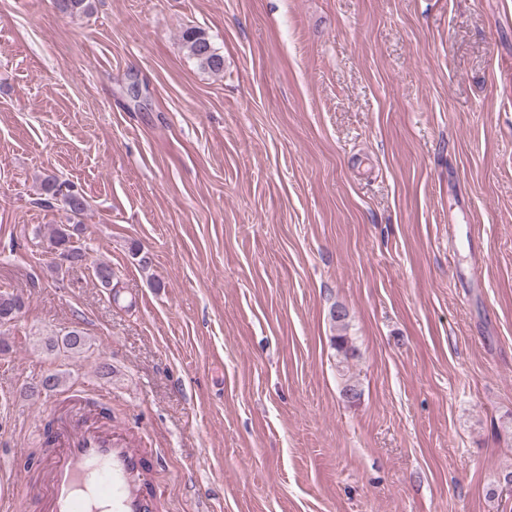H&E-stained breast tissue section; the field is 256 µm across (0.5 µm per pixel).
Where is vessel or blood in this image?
<instances>
[{
    "label": "vessel or blood",
    "instance_id": "1",
    "mask_svg": "<svg viewBox=\"0 0 512 512\" xmlns=\"http://www.w3.org/2000/svg\"><path fill=\"white\" fill-rule=\"evenodd\" d=\"M60 426L51 428V450L37 459L43 489L31 512H158L164 489L152 481L154 459L83 392L69 393Z\"/></svg>",
    "mask_w": 512,
    "mask_h": 512
}]
</instances>
